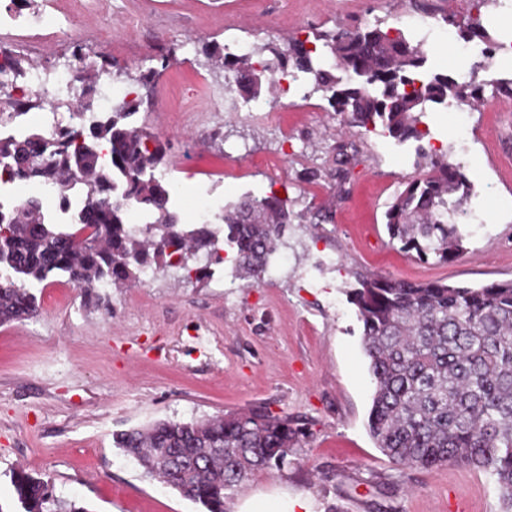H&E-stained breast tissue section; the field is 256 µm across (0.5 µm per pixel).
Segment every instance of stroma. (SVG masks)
I'll list each match as a JSON object with an SVG mask.
<instances>
[{"label":"stroma","instance_id":"35a3bbf8","mask_svg":"<svg viewBox=\"0 0 512 512\" xmlns=\"http://www.w3.org/2000/svg\"><path fill=\"white\" fill-rule=\"evenodd\" d=\"M435 14L482 25L512 41V7L432 0ZM413 0H112L88 25L111 27L117 45L83 40L87 60L108 58L136 73L154 69L153 87L133 115L165 146L162 170L180 185L169 208L192 226L203 197L227 206L285 193L293 220L263 283L251 287L235 261L203 281L184 270L109 289L108 307L85 304L55 277L33 286L38 316L0 325V507L21 512L11 477L51 480L57 496L89 512H201L116 448L115 433L157 421H191L261 409L305 433L282 467L252 472L229 492L231 508L259 491H287L310 512H501L486 472L458 464L433 469L394 464L376 447L367 419L373 385L363 327L349 301L353 274L476 288L512 280V57L475 74L487 99L455 139L453 109L427 113L429 150L445 151L474 184L465 210V250L448 262L420 260L392 241L385 211L415 177V141L349 126L308 77L281 93V123L224 112L223 74L203 55L212 46L265 44L375 23L395 27ZM137 49L129 51L125 38ZM194 105L212 115L206 134L185 132ZM346 145L350 161L338 163ZM275 159L277 170L266 162Z\"/></svg>","mask_w":512,"mask_h":512}]
</instances>
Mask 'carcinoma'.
<instances>
[{
	"mask_svg": "<svg viewBox=\"0 0 512 512\" xmlns=\"http://www.w3.org/2000/svg\"><path fill=\"white\" fill-rule=\"evenodd\" d=\"M270 52L255 66L253 56ZM224 72V93L247 99L272 92L276 75L292 67L311 76L313 91L353 127H382L398 142L422 140V117L438 105L481 87L453 74L427 73L422 42L402 32L366 25L353 31L292 39L288 53L263 45L246 55L204 50ZM107 60L83 66L87 91L109 73ZM23 60L0 97L18 102L13 90L25 77ZM143 97L112 104L80 142L30 133L0 139V172L30 183L52 184L65 195L75 183L88 201L80 223L62 229L38 221L41 203L28 198L0 216V324L39 313L31 285L63 276L91 297L102 286L120 288L140 279L144 268H195L205 278L219 251L210 224L186 229L169 211L171 187L155 177L165 148L144 126L126 122ZM107 147L110 164L99 161ZM423 173L406 182L385 211L389 237L420 259L446 262L464 250L466 225L451 220L473 185L460 166L437 153L420 154ZM121 183L124 201L112 199ZM148 211L153 221L134 229L128 210ZM224 243L235 248L238 269L259 283L285 228L288 198L275 194L224 207ZM351 303L363 324V344L374 384L367 426L378 448L401 466L434 468L458 463L489 473L502 494V512H512V280L479 288L440 281L405 282L353 274ZM300 430L288 418L249 411L188 422L159 421L116 435L117 447L146 474L160 479L203 512H229L227 490L251 472L279 467L298 443ZM182 452L181 464L166 462ZM13 486L23 512H88L56 495L53 484L19 472Z\"/></svg>",
	"mask_w": 512,
	"mask_h": 512,
	"instance_id": "cac0c4a2",
	"label": "carcinoma"
}]
</instances>
